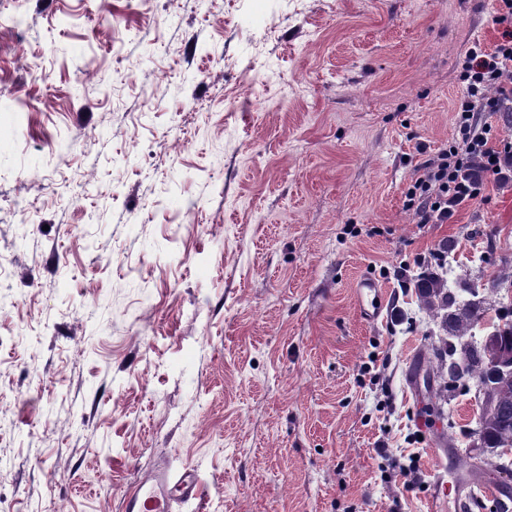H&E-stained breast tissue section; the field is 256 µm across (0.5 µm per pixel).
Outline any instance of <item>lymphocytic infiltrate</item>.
I'll return each mask as SVG.
<instances>
[{
	"instance_id": "lymphocytic-infiltrate-1",
	"label": "lymphocytic infiltrate",
	"mask_w": 512,
	"mask_h": 512,
	"mask_svg": "<svg viewBox=\"0 0 512 512\" xmlns=\"http://www.w3.org/2000/svg\"><path fill=\"white\" fill-rule=\"evenodd\" d=\"M465 85L455 106L457 134L418 166L408 206L423 224H444L457 206L477 199L487 180H512V143L494 147L481 112H512V33L493 48L474 44L460 61Z\"/></svg>"
}]
</instances>
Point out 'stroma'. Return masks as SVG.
Wrapping results in <instances>:
<instances>
[{
	"label": "stroma",
	"mask_w": 512,
	"mask_h": 512,
	"mask_svg": "<svg viewBox=\"0 0 512 512\" xmlns=\"http://www.w3.org/2000/svg\"><path fill=\"white\" fill-rule=\"evenodd\" d=\"M497 5L0 0V507L119 512L196 464L206 512H461L432 448L474 394L425 420L412 280L447 239L450 287L512 302V186L445 224L406 192Z\"/></svg>",
	"instance_id": "obj_1"
}]
</instances>
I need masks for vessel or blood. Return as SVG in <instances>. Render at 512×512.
<instances>
[{"label": "vessel or blood", "mask_w": 512, "mask_h": 512, "mask_svg": "<svg viewBox=\"0 0 512 512\" xmlns=\"http://www.w3.org/2000/svg\"><path fill=\"white\" fill-rule=\"evenodd\" d=\"M204 495L198 466L166 467L147 475L132 492L123 495L121 512H172L175 504L197 503Z\"/></svg>", "instance_id": "1"}]
</instances>
